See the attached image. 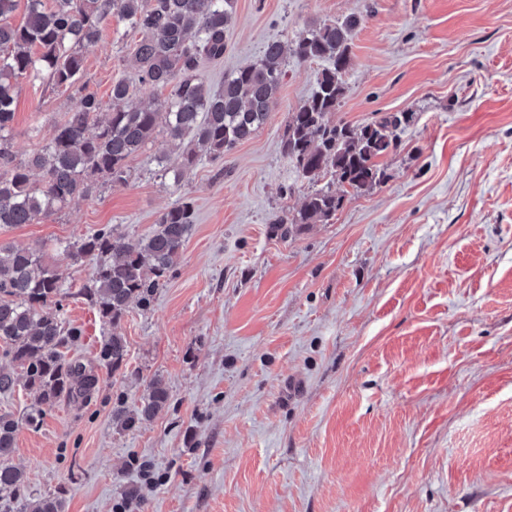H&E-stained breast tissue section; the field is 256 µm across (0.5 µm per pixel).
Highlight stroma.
I'll return each mask as SVG.
<instances>
[{
    "label": "stroma",
    "mask_w": 512,
    "mask_h": 512,
    "mask_svg": "<svg viewBox=\"0 0 512 512\" xmlns=\"http://www.w3.org/2000/svg\"><path fill=\"white\" fill-rule=\"evenodd\" d=\"M224 56L200 74L218 87L271 42L320 21L360 19L336 118L364 125L410 112L384 180L346 195L326 224L280 237L278 218L312 185L280 152L288 114L323 62L289 60L268 121L180 182L157 174L165 129L126 184L71 202L0 241L40 248L71 291L82 329L71 357L94 365L119 332L125 367L99 370L92 398L45 406L18 382L0 415L19 420L11 462L26 494L66 512H512V0H236ZM135 34L118 17L83 51L82 81L108 99ZM71 91L23 79L14 150H39ZM190 199L196 222L148 308L118 327L77 296L89 262L62 245L110 224L136 242ZM169 391L123 430L153 377ZM169 400V392L160 378L154 377L149 384V393L134 409L118 404L112 409V420L123 430L134 429L143 421L153 418Z\"/></svg>",
    "instance_id": "1"
}]
</instances>
